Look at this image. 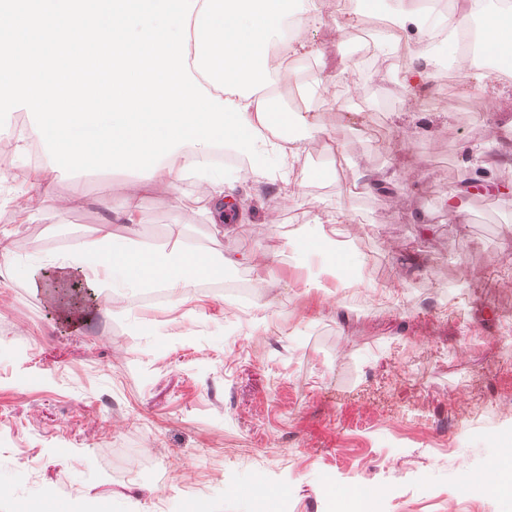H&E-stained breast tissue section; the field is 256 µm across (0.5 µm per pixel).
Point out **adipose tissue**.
Wrapping results in <instances>:
<instances>
[{"label":"adipose tissue","instance_id":"obj_1","mask_svg":"<svg viewBox=\"0 0 512 512\" xmlns=\"http://www.w3.org/2000/svg\"><path fill=\"white\" fill-rule=\"evenodd\" d=\"M312 0H199L191 17L189 65L195 78L215 96H229L245 106L246 118L262 128L276 119L269 88L287 77L280 58L288 44L282 32L288 21L310 12ZM472 9L483 19L486 54L503 67L512 66V11H505L500 0H471ZM210 148L187 145L163 159L153 177L134 182L133 195L127 196L120 210L105 217L95 235L73 240L68 249L36 261L18 259L10 250L7 235H0V263L15 281L32 279L42 267L57 270L61 280L81 274L91 288L120 302L129 292L144 289L184 288L204 276L224 274V257L218 256L193 265L182 241L160 246L137 240L139 218L135 193L159 186L176 197L181 193L180 172L190 170L210 183L211 191L204 212L209 223L224 221V206L232 184L223 173L207 165ZM124 224L127 235L115 239L113 221Z\"/></svg>","mask_w":512,"mask_h":512}]
</instances>
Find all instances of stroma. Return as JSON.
Returning a JSON list of instances; mask_svg holds the SVG:
<instances>
[{
    "label": "stroma",
    "mask_w": 512,
    "mask_h": 512,
    "mask_svg": "<svg viewBox=\"0 0 512 512\" xmlns=\"http://www.w3.org/2000/svg\"><path fill=\"white\" fill-rule=\"evenodd\" d=\"M315 2L276 90L299 151L241 172L237 222H206L210 185L191 171L181 198L139 197L141 241L181 235L193 261L233 258L224 277L247 279L248 320L201 277L160 306L98 299L94 322L70 326L53 269L30 283L0 264V512H36L48 492L96 512H257L259 485L284 489L277 512H340L342 486L384 512H512L498 467L512 454V78L488 82L478 63L415 78L430 60L415 25L409 64L376 34L357 61L352 32L376 13ZM62 200L59 227L46 214ZM102 214L99 177L62 173L40 210L0 207V231L36 259ZM336 240L340 280L310 287ZM371 254L391 303L368 292ZM110 448L151 454L130 476Z\"/></svg>",
    "instance_id": "35a3bbf8"
}]
</instances>
